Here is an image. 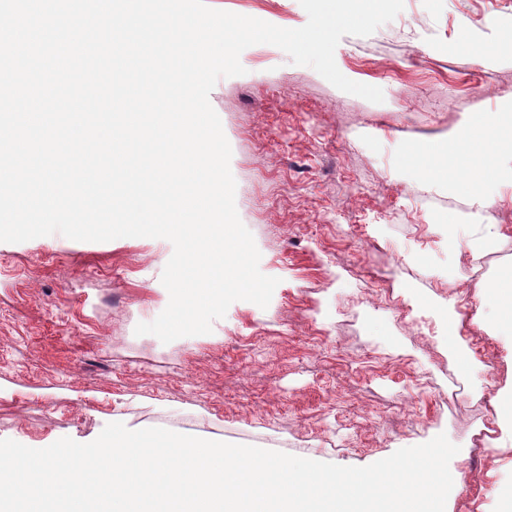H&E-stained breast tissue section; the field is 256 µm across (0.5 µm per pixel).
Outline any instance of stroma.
<instances>
[{
	"label": "stroma",
	"mask_w": 512,
	"mask_h": 512,
	"mask_svg": "<svg viewBox=\"0 0 512 512\" xmlns=\"http://www.w3.org/2000/svg\"><path fill=\"white\" fill-rule=\"evenodd\" d=\"M299 28V0H207ZM512 0H404L335 51L340 91L270 44L210 93L232 148L236 207L278 278L267 308L230 305L211 333L136 335L167 306L165 239L0 242V439L44 448L112 422L162 427L363 467L446 434L445 512H500L512 494V330L494 289L512 277V163L476 204L452 179L403 169L471 115L512 113Z\"/></svg>",
	"instance_id": "35a3bbf8"
}]
</instances>
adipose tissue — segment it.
Returning <instances> with one entry per match:
<instances>
[{
    "instance_id": "obj_1",
    "label": "adipose tissue",
    "mask_w": 512,
    "mask_h": 512,
    "mask_svg": "<svg viewBox=\"0 0 512 512\" xmlns=\"http://www.w3.org/2000/svg\"><path fill=\"white\" fill-rule=\"evenodd\" d=\"M506 154L512 156V122L494 124L483 118H472L447 152L437 155L413 148L404 163L412 169L430 170L442 178L454 176L461 165H469L472 175L461 181L459 187L474 202L481 203L498 174L499 157Z\"/></svg>"
}]
</instances>
